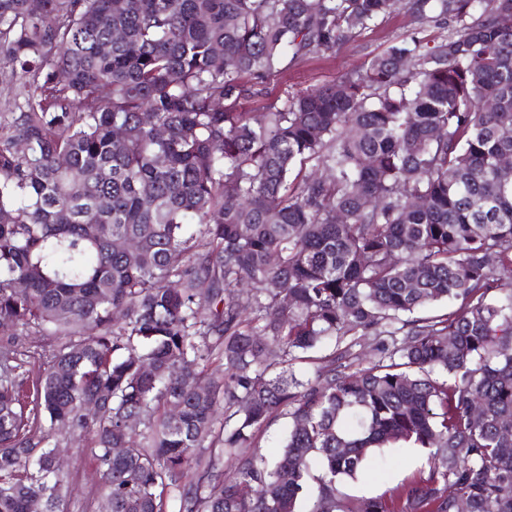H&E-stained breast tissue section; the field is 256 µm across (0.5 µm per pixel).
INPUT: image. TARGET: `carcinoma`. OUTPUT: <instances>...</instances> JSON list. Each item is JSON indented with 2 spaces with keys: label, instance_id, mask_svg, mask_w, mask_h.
I'll return each instance as SVG.
<instances>
[{
  "label": "carcinoma",
  "instance_id": "obj_1",
  "mask_svg": "<svg viewBox=\"0 0 512 512\" xmlns=\"http://www.w3.org/2000/svg\"><path fill=\"white\" fill-rule=\"evenodd\" d=\"M39 2L0 0V331L52 337L0 346V512H64L56 430L103 512H512V0ZM400 6L437 35L243 108ZM403 446L427 473L341 494ZM10 64L0 56V109L4 112L11 105L17 93V85L10 77ZM7 339H12L14 341V344L16 345L17 349L19 351H27L24 352L26 355L29 356H21L24 360V367L21 370L25 369H32L34 371L38 370L39 362L37 359L33 358V352L36 350H39V346L43 344L45 340H43V336H26V335H19V336H1L0 335V343L2 341H5ZM287 427L288 418L285 416H278L273 420L263 434L259 451L269 458L277 455L282 436Z\"/></svg>",
  "mask_w": 512,
  "mask_h": 512
}]
</instances>
